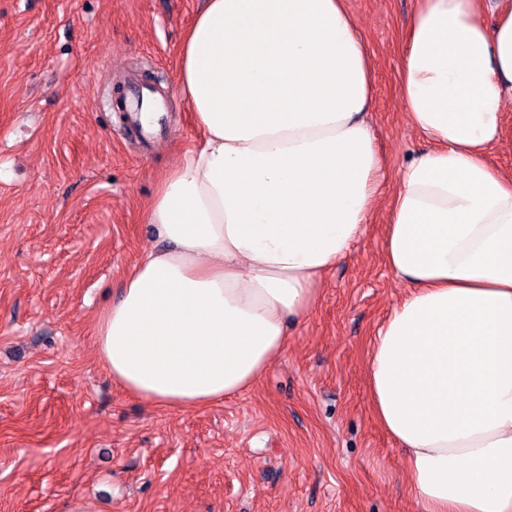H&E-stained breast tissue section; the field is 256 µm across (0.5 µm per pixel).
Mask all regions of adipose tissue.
<instances>
[{
    "instance_id": "adipose-tissue-1",
    "label": "adipose tissue",
    "mask_w": 512,
    "mask_h": 512,
    "mask_svg": "<svg viewBox=\"0 0 512 512\" xmlns=\"http://www.w3.org/2000/svg\"><path fill=\"white\" fill-rule=\"evenodd\" d=\"M419 0L401 101L428 142L399 173L385 260L410 292L367 360L422 512H512V0ZM177 92L198 143L161 181L142 255L100 316L113 381L184 410L250 389L361 235L385 160L373 71L345 0H204ZM493 158L502 169L512 172V111L505 119L502 138L494 150Z\"/></svg>"
}]
</instances>
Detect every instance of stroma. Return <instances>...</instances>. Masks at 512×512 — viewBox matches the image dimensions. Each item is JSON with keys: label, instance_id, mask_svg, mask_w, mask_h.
I'll use <instances>...</instances> for the list:
<instances>
[{"label": "stroma", "instance_id": "stroma-1", "mask_svg": "<svg viewBox=\"0 0 512 512\" xmlns=\"http://www.w3.org/2000/svg\"><path fill=\"white\" fill-rule=\"evenodd\" d=\"M201 0H0V512H421L406 454L377 423L366 364L408 287L384 256L385 197L426 144L399 69L416 0H347L374 68L384 198L320 283L311 315L242 394L148 404L97 354V318L154 248L142 215L198 139L176 92ZM148 75L166 102L153 147L104 104Z\"/></svg>", "mask_w": 512, "mask_h": 512}]
</instances>
